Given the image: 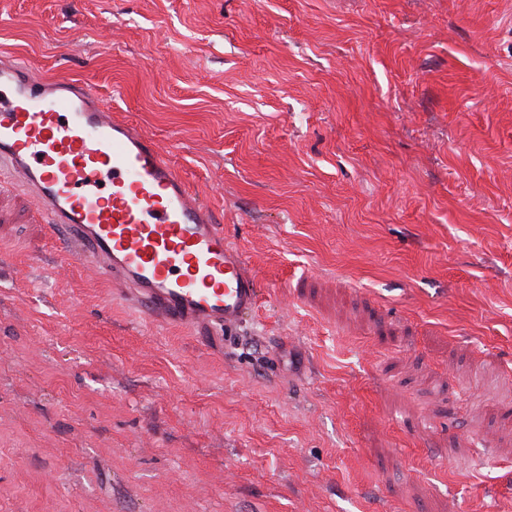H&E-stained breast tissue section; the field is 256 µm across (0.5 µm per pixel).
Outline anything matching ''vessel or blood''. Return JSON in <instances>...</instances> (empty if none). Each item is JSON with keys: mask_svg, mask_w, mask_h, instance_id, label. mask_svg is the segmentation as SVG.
<instances>
[{"mask_svg": "<svg viewBox=\"0 0 512 512\" xmlns=\"http://www.w3.org/2000/svg\"><path fill=\"white\" fill-rule=\"evenodd\" d=\"M30 196L39 221L151 322L200 337L236 330L258 279L166 151L113 118L88 83L38 77L0 53V187Z\"/></svg>", "mask_w": 512, "mask_h": 512, "instance_id": "obj_1", "label": "vessel or blood"}]
</instances>
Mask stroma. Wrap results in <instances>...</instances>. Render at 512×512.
Listing matches in <instances>:
<instances>
[{
  "mask_svg": "<svg viewBox=\"0 0 512 512\" xmlns=\"http://www.w3.org/2000/svg\"><path fill=\"white\" fill-rule=\"evenodd\" d=\"M261 299L153 327L0 193V512H512V0H0Z\"/></svg>",
  "mask_w": 512,
  "mask_h": 512,
  "instance_id": "obj_1",
  "label": "stroma"
}]
</instances>
